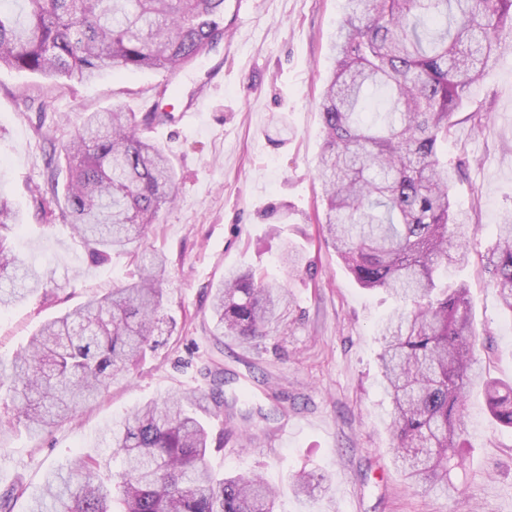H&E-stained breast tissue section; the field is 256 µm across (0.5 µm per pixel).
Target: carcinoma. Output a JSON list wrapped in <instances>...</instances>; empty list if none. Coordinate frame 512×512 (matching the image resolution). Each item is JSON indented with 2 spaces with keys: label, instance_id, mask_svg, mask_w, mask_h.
Wrapping results in <instances>:
<instances>
[{
  "label": "carcinoma",
  "instance_id": "obj_1",
  "mask_svg": "<svg viewBox=\"0 0 512 512\" xmlns=\"http://www.w3.org/2000/svg\"><path fill=\"white\" fill-rule=\"evenodd\" d=\"M227 7V0H0V69L80 82L124 70L176 73L224 38ZM331 52L334 69L320 102L322 223L361 287L405 302L379 326L394 461L413 483L444 494L464 461L477 332L465 284H439L440 267L469 261L466 221L451 196L458 168L441 161L440 146L453 114L512 53V0H343ZM370 88L387 91L388 111H363ZM169 119L120 106L91 112L62 146L73 234L95 260L134 253L138 274L49 321L10 363H0V382L10 381L18 418L34 431L125 380L153 348L165 259L140 247L173 201L174 167L150 136ZM22 227L0 195V306L40 284L9 246ZM483 263L512 312V213L497 225ZM289 306L282 283L255 271L224 274L212 301L218 352L226 337L251 348L287 326ZM206 376L211 393L147 402L112 429V458L123 461L112 483L99 478L103 461L78 454L51 472L29 512H274L275 494L261 475L218 480L208 464L234 429L245 432L270 414L224 401L220 367ZM481 387L491 417L512 429V382L489 377ZM198 407L224 423L217 437ZM323 482L307 473L295 486L310 497ZM24 493L21 485L1 493L0 512H12Z\"/></svg>",
  "mask_w": 512,
  "mask_h": 512
}]
</instances>
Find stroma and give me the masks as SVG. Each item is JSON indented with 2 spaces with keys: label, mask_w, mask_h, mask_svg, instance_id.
Returning a JSON list of instances; mask_svg holds the SVG:
<instances>
[{
  "label": "stroma",
  "mask_w": 512,
  "mask_h": 512,
  "mask_svg": "<svg viewBox=\"0 0 512 512\" xmlns=\"http://www.w3.org/2000/svg\"><path fill=\"white\" fill-rule=\"evenodd\" d=\"M343 0H244L223 42L184 71L126 70L90 83L51 82L0 69V193L25 217L12 249L42 278L38 291L0 307V361L10 362L44 322L133 278L127 253L92 262L47 201L49 221L36 214L34 193L47 187L46 161L66 144L85 113L122 105L169 113L152 137L176 173L173 202L162 209L145 243L162 253L159 277L164 321L156 350L66 421L34 432L0 399V492L25 488L14 512H28L50 472L73 455L104 454L102 432L136 406L172 393H204L214 340L209 333L211 290L230 269L255 270L287 285L289 325L259 346L224 343L230 375L225 399L272 378L287 413L258 423L247 450L229 443L210 462L221 474L257 473L276 493L277 512H512V429L490 417L480 388L465 403L466 466L454 469V492L413 485L397 469L388 429L376 334L397 302L381 289L362 288L327 243L320 219L325 202L317 178L323 147L319 98L334 63L330 43ZM481 125L470 108L453 116L442 153L463 160L452 186L470 218L471 256L454 271L469 290L481 335V365L512 381V313L488 282L482 257L497 224L512 211V55L482 80ZM295 246L311 268L289 274L279 262ZM326 475L327 492L298 495L300 470Z\"/></svg>",
  "instance_id": "obj_1"
}]
</instances>
